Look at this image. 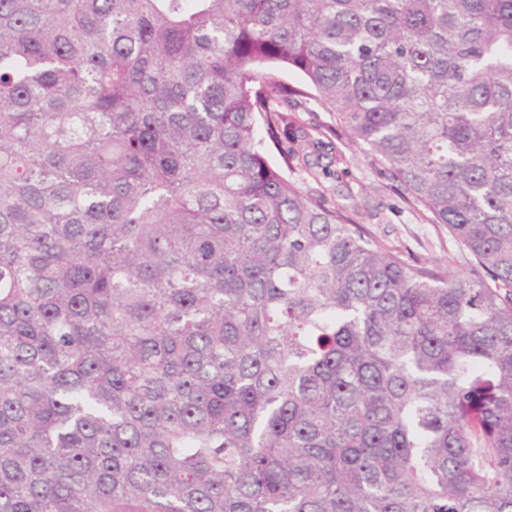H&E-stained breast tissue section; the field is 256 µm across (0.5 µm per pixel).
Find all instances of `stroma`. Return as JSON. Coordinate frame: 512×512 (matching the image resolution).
Listing matches in <instances>:
<instances>
[{"mask_svg":"<svg viewBox=\"0 0 512 512\" xmlns=\"http://www.w3.org/2000/svg\"><path fill=\"white\" fill-rule=\"evenodd\" d=\"M289 119L321 141L308 156L309 169L295 176L303 190L322 193L327 206L349 207L356 223L381 248L402 254L410 263L469 271V257L447 227L431 223L422 207L406 203L389 171L352 146L331 113L310 101L294 108Z\"/></svg>","mask_w":512,"mask_h":512,"instance_id":"stroma-1","label":"stroma"}]
</instances>
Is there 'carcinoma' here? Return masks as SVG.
I'll return each instance as SVG.
<instances>
[{"label":"carcinoma","instance_id":"obj_1","mask_svg":"<svg viewBox=\"0 0 512 512\" xmlns=\"http://www.w3.org/2000/svg\"><path fill=\"white\" fill-rule=\"evenodd\" d=\"M0 512H512V0H0ZM291 111L288 116L294 127H302L322 141L318 149H308L310 169L292 175L304 191H319L328 207L346 206L381 248L402 254L411 264L469 271V256L448 233V227L431 224L421 206L406 203L390 172L352 146L330 112L313 101Z\"/></svg>","mask_w":512,"mask_h":512}]
</instances>
